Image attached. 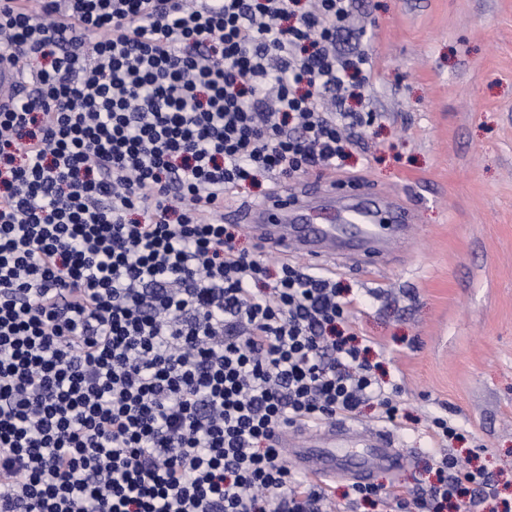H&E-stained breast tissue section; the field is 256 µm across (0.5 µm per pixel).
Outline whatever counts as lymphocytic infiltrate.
<instances>
[{"label":"lymphocytic infiltrate","mask_w":512,"mask_h":512,"mask_svg":"<svg viewBox=\"0 0 512 512\" xmlns=\"http://www.w3.org/2000/svg\"><path fill=\"white\" fill-rule=\"evenodd\" d=\"M354 0H0V512H325L274 434L400 412L335 280L237 250L226 198L338 168L375 112ZM184 199L174 208L172 198ZM437 512L485 484L441 454ZM24 88L18 79L17 70L8 58L2 57L0 61V104L11 105L22 93Z\"/></svg>","instance_id":"f902f5d3"}]
</instances>
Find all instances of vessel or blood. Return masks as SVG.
I'll return each instance as SVG.
<instances>
[{
    "instance_id": "vessel-or-blood-1",
    "label": "vessel or blood",
    "mask_w": 512,
    "mask_h": 512,
    "mask_svg": "<svg viewBox=\"0 0 512 512\" xmlns=\"http://www.w3.org/2000/svg\"><path fill=\"white\" fill-rule=\"evenodd\" d=\"M23 91L16 69L8 59H1L0 104H12ZM401 205L397 198L370 205L341 199L332 215L315 193H308L305 204L293 209L287 195L279 194L266 204L247 208L244 216L260 239L281 250L304 254L313 263L354 254L368 265L394 244L378 219L381 208ZM280 440L289 448L299 472L311 478L347 476L363 484L374 471H397L405 460L387 429L361 431L349 421L314 438H300L289 429L281 433Z\"/></svg>"
}]
</instances>
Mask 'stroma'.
<instances>
[{
  "label": "stroma",
  "instance_id": "obj_1",
  "mask_svg": "<svg viewBox=\"0 0 512 512\" xmlns=\"http://www.w3.org/2000/svg\"><path fill=\"white\" fill-rule=\"evenodd\" d=\"M353 15L368 26L338 48L366 49L373 72L351 107L380 118L321 190L396 195L417 216L375 264L321 265L361 302L347 330L373 373L401 387L406 464L372 482L429 487L444 446L489 476L471 512H512V0H356ZM437 416L461 438L436 437Z\"/></svg>",
  "mask_w": 512,
  "mask_h": 512
}]
</instances>
